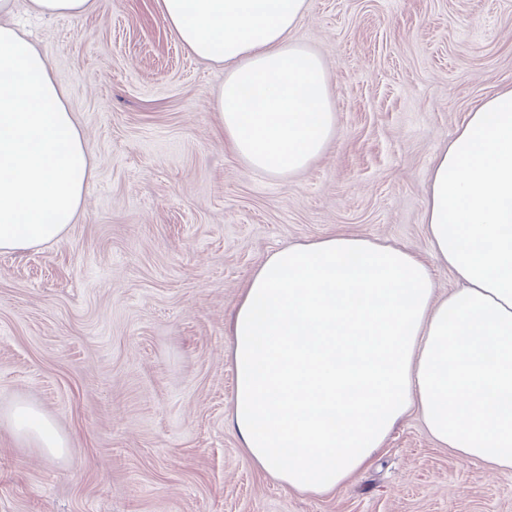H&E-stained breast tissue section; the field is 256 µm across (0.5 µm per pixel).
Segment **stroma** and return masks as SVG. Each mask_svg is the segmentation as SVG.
<instances>
[{"label": "stroma", "instance_id": "stroma-1", "mask_svg": "<svg viewBox=\"0 0 512 512\" xmlns=\"http://www.w3.org/2000/svg\"><path fill=\"white\" fill-rule=\"evenodd\" d=\"M12 22L44 51L91 154L55 242L0 253V512H512V472L438 446L408 412L324 496L258 470L229 425V321L274 250L332 234L407 246L438 294L431 167L470 112L512 88V0H308L292 40L330 78L336 129L303 172L249 169L213 107L223 64L192 54L158 0H95ZM65 438L15 432L17 404Z\"/></svg>", "mask_w": 512, "mask_h": 512}]
</instances>
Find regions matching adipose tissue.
I'll use <instances>...</instances> for the list:
<instances>
[{
  "label": "adipose tissue",
  "instance_id": "obj_1",
  "mask_svg": "<svg viewBox=\"0 0 512 512\" xmlns=\"http://www.w3.org/2000/svg\"><path fill=\"white\" fill-rule=\"evenodd\" d=\"M177 38L225 64L215 108L246 166L305 170L336 116L323 60L293 41L307 0H160ZM0 0V251L57 240L93 175L47 57ZM433 254L458 286L435 295L405 248L330 236L272 252L231 323L230 426L257 466L326 495L383 448L409 411L463 460L512 470V88L469 115L431 169ZM16 432L52 455L65 441L36 409Z\"/></svg>",
  "mask_w": 512,
  "mask_h": 512
}]
</instances>
